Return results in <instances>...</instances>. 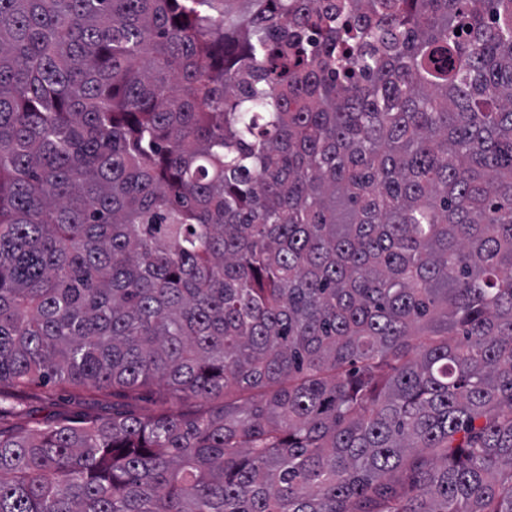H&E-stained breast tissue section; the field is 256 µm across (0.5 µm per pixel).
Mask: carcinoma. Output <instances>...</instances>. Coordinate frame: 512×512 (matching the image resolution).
<instances>
[{"instance_id": "1", "label": "carcinoma", "mask_w": 512, "mask_h": 512, "mask_svg": "<svg viewBox=\"0 0 512 512\" xmlns=\"http://www.w3.org/2000/svg\"><path fill=\"white\" fill-rule=\"evenodd\" d=\"M154 384L0 512H512V0H0V390Z\"/></svg>"}]
</instances>
